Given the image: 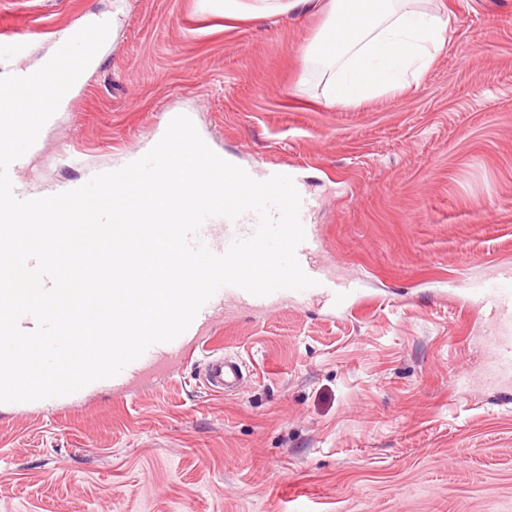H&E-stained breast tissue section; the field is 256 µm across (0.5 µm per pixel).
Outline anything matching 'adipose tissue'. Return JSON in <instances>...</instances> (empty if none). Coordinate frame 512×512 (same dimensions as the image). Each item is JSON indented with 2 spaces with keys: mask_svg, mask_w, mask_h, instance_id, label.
Listing matches in <instances>:
<instances>
[{
  "mask_svg": "<svg viewBox=\"0 0 512 512\" xmlns=\"http://www.w3.org/2000/svg\"><path fill=\"white\" fill-rule=\"evenodd\" d=\"M415 0H207L225 18L264 20L315 7L328 24L308 49L330 70L329 105H353L419 83L447 43L448 22Z\"/></svg>",
  "mask_w": 512,
  "mask_h": 512,
  "instance_id": "1",
  "label": "adipose tissue"
}]
</instances>
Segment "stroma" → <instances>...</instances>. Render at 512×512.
I'll return each instance as SVG.
<instances>
[{
  "label": "stroma",
  "instance_id": "35a3bbf8",
  "mask_svg": "<svg viewBox=\"0 0 512 512\" xmlns=\"http://www.w3.org/2000/svg\"><path fill=\"white\" fill-rule=\"evenodd\" d=\"M449 20L419 85L329 106L304 59L326 17L227 20L204 0H128L114 42L37 149L44 194L145 155L187 115L223 159L291 168L328 275L318 300L215 317L250 371L220 397L196 350L123 396L0 403V512H512V378L488 313L448 282L512 268V0H422ZM112 0H0L30 50Z\"/></svg>",
  "mask_w": 512,
  "mask_h": 512
}]
</instances>
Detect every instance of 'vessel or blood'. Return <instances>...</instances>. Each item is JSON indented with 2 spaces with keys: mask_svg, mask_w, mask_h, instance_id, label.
Listing matches in <instances>:
<instances>
[{
  "mask_svg": "<svg viewBox=\"0 0 512 512\" xmlns=\"http://www.w3.org/2000/svg\"><path fill=\"white\" fill-rule=\"evenodd\" d=\"M257 216L247 212L234 220L221 224L204 223L199 237L215 254H223L239 239L253 235ZM305 240L297 249V259L303 271L314 279L313 287L295 291L279 290L267 296H255L235 286L220 288L200 309L190 327L178 338L167 343L152 345L137 360L127 365L117 376L105 379L104 384L113 392L123 394L136 388L172 365L184 361L197 348L212 346L213 352L205 362L200 379L210 393L221 396L238 388L243 379L242 363L238 357L216 352L217 337H200L203 328L212 326L218 310L240 307L255 313H265L275 305L305 298H319L340 308L360 293L354 282H341L327 275L319 257L323 251V238L316 225L304 227ZM464 290L493 319L488 340L493 355V371L501 376H512V271L502 273L493 281L468 282Z\"/></svg>",
  "mask_w": 512,
  "mask_h": 512,
  "instance_id": "vessel-or-blood-1",
  "label": "vessel or blood"
}]
</instances>
